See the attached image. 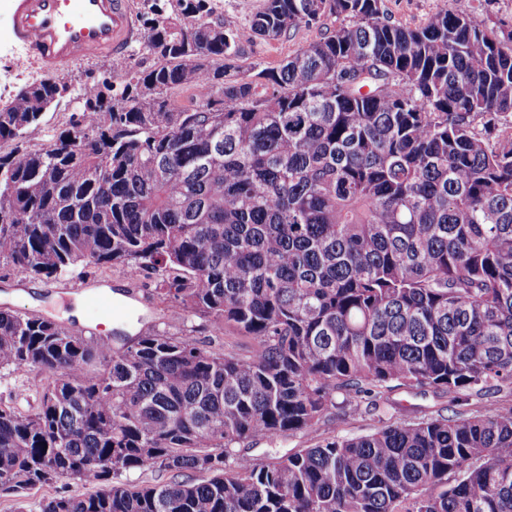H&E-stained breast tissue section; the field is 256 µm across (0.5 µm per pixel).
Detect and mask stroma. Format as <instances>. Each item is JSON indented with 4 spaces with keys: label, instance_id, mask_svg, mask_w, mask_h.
Masks as SVG:
<instances>
[{
    "label": "stroma",
    "instance_id": "obj_1",
    "mask_svg": "<svg viewBox=\"0 0 512 512\" xmlns=\"http://www.w3.org/2000/svg\"><path fill=\"white\" fill-rule=\"evenodd\" d=\"M386 7L393 21L415 26L429 15L447 8L476 16L490 13L492 18L512 22V0H386ZM9 0H0V104L14 98L17 92L30 82L40 78L41 72L33 65L20 64L22 49L14 42L10 32ZM332 19H324L322 25L292 30L277 41L265 42L252 38L250 31H242L244 55L241 65L258 63L265 67L279 66L283 60L299 48L318 40L329 29ZM109 63L100 60L64 68L63 79L71 88L70 94L47 112L38 129L32 132L27 144L39 150L51 144L55 135L64 127L70 115L81 108L77 91L109 73ZM153 274L142 272L129 278L121 267L109 269L87 268L60 279L31 278L18 275L11 266L0 264V307L19 311L30 316H41L64 323L75 332L90 335L97 332L107 335V328H96L90 310L76 311L75 301L93 293L121 294L132 310L131 315L117 322V329L128 335L151 329L164 330L176 336H190L199 345L219 351L232 348L238 355L249 356L256 347L255 340L226 329L216 335L207 318L192 316L182 320L173 317L166 304L153 295ZM442 403L432 395H415L403 389L388 394L375 413L346 410L339 417L330 419L315 432H297L284 435L275 442L258 439L248 444V453L264 462L274 456L295 452L314 446L329 435L353 437L371 433L388 421H413L425 412L440 409ZM90 488L74 480L58 479L47 485H38L16 494L0 488V512H40L47 500L60 495H83Z\"/></svg>",
    "mask_w": 512,
    "mask_h": 512
}]
</instances>
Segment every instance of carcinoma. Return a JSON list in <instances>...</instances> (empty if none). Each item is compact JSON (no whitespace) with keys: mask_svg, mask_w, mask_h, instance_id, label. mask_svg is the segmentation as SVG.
<instances>
[{"mask_svg":"<svg viewBox=\"0 0 512 512\" xmlns=\"http://www.w3.org/2000/svg\"><path fill=\"white\" fill-rule=\"evenodd\" d=\"M211 2L142 0L156 67H113L44 149L26 138L63 79L0 106V261L150 269L169 307L258 346L152 331L116 349L0 308V371L40 382L31 412L0 399V486L95 488L41 512H512V26L262 0L263 40L334 27L244 70ZM396 388L447 405L265 463L237 450Z\"/></svg>","mask_w":512,"mask_h":512,"instance_id":"cac0c4a2","label":"carcinoma"}]
</instances>
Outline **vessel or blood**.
Listing matches in <instances>:
<instances>
[{
	"mask_svg": "<svg viewBox=\"0 0 512 512\" xmlns=\"http://www.w3.org/2000/svg\"><path fill=\"white\" fill-rule=\"evenodd\" d=\"M11 30L25 60L52 74L124 60L139 38L130 0H13Z\"/></svg>",
	"mask_w": 512,
	"mask_h": 512,
	"instance_id": "obj_1",
	"label": "vessel or blood"
}]
</instances>
